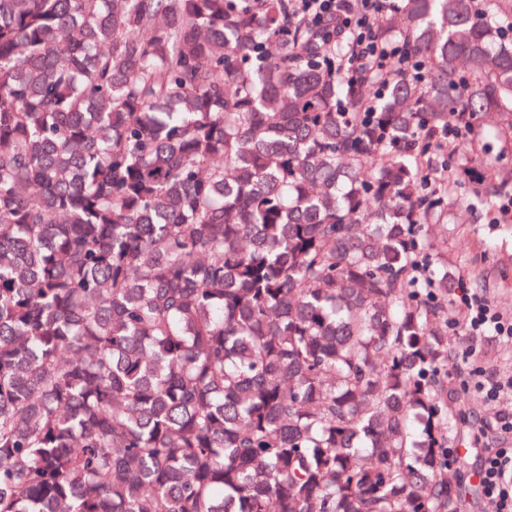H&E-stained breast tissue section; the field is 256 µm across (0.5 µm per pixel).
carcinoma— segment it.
Masks as SVG:
<instances>
[{
    "mask_svg": "<svg viewBox=\"0 0 512 512\" xmlns=\"http://www.w3.org/2000/svg\"><path fill=\"white\" fill-rule=\"evenodd\" d=\"M377 36L420 73L345 75L288 0H0V512L458 501L416 188L451 121L512 138V0Z\"/></svg>",
    "mask_w": 512,
    "mask_h": 512,
    "instance_id": "carcinoma-1",
    "label": "carcinoma"
}]
</instances>
